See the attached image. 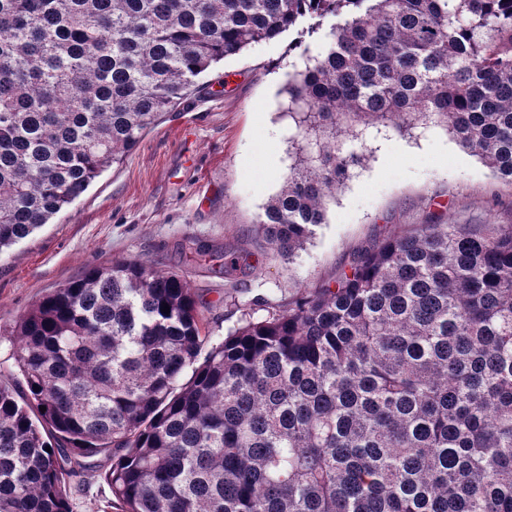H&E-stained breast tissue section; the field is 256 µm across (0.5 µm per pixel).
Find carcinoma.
I'll return each mask as SVG.
<instances>
[{
  "label": "carcinoma",
  "mask_w": 512,
  "mask_h": 512,
  "mask_svg": "<svg viewBox=\"0 0 512 512\" xmlns=\"http://www.w3.org/2000/svg\"><path fill=\"white\" fill-rule=\"evenodd\" d=\"M287 32L311 142L259 220L280 256L349 178L348 122L432 116L512 183V0H0V253ZM206 306L127 258L42 295L0 383V512H73L101 454L117 512H512V224H420L218 342Z\"/></svg>",
  "instance_id": "cac0c4a2"
}]
</instances>
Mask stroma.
I'll return each mask as SVG.
<instances>
[{"label": "stroma", "instance_id": "1", "mask_svg": "<svg viewBox=\"0 0 512 512\" xmlns=\"http://www.w3.org/2000/svg\"><path fill=\"white\" fill-rule=\"evenodd\" d=\"M291 35L256 43L212 66L179 108L149 130L51 224L0 252V382H15L16 321L85 268L139 259L184 275L215 305V337L256 296L278 304L333 281L359 252L420 224H512V184L493 175L443 124L411 117L395 129L352 122L346 152L360 161L292 258L259 219L304 139L288 112ZM248 256L234 275L190 260L199 245ZM104 473L75 478L73 512H113Z\"/></svg>", "mask_w": 512, "mask_h": 512}]
</instances>
